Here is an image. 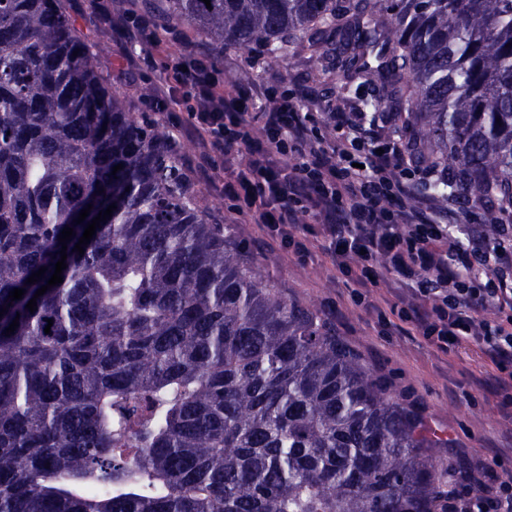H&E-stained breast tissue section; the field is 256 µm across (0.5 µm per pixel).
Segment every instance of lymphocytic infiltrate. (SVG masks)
Listing matches in <instances>:
<instances>
[{"mask_svg":"<svg viewBox=\"0 0 512 512\" xmlns=\"http://www.w3.org/2000/svg\"><path fill=\"white\" fill-rule=\"evenodd\" d=\"M172 69L191 102V129L224 154L230 210L298 255L308 237L322 239L355 296L392 275L409 292L403 315L441 350L475 344L496 370L501 406L512 409V226L492 236L470 223L468 202L435 190L434 169L365 113H334L328 139L298 97L253 114L250 93L220 90L200 58L179 57ZM305 215L311 224H301ZM448 507L512 512V485L492 499L450 491Z\"/></svg>","mask_w":512,"mask_h":512,"instance_id":"lymphocytic-infiltrate-1","label":"lymphocytic infiltrate"}]
</instances>
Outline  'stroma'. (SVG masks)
I'll return each instance as SVG.
<instances>
[{"label":"stroma","mask_w":512,"mask_h":512,"mask_svg":"<svg viewBox=\"0 0 512 512\" xmlns=\"http://www.w3.org/2000/svg\"><path fill=\"white\" fill-rule=\"evenodd\" d=\"M62 6L127 111L139 122L156 123L178 135L185 168L210 220L230 225L234 242L260 279L321 316L389 395L422 415L445 442L433 449V456L457 469L461 489L489 491L498 482L512 481V415L494 393L491 363L473 345L457 353L441 352L413 324L399 320L391 309L399 305L400 292L390 282H379L368 300L355 301L350 281L319 239L310 240L311 256L304 260L267 238L261 225L231 212L224 198V156L215 153L211 165L203 161V149L188 129L189 105L171 88V66L185 50L201 51L220 88L254 89L253 111L268 107V95L289 91L317 113L327 136L332 113L363 111L371 88L347 85L331 60L318 62L291 48L276 60L259 47L217 51L196 28L165 21L161 10L146 11L143 0H62ZM133 11L149 13L155 23L153 34L137 43L127 42L123 32ZM165 89L171 96L160 112L156 94ZM494 457L500 464L490 475L484 465Z\"/></svg>","instance_id":"stroma-1"}]
</instances>
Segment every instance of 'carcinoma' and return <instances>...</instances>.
<instances>
[{
  "instance_id": "1",
  "label": "carcinoma",
  "mask_w": 512,
  "mask_h": 512,
  "mask_svg": "<svg viewBox=\"0 0 512 512\" xmlns=\"http://www.w3.org/2000/svg\"><path fill=\"white\" fill-rule=\"evenodd\" d=\"M59 2L0 0V512H438L441 441L208 222ZM169 2L223 46H326L458 195L512 198V0Z\"/></svg>"
}]
</instances>
